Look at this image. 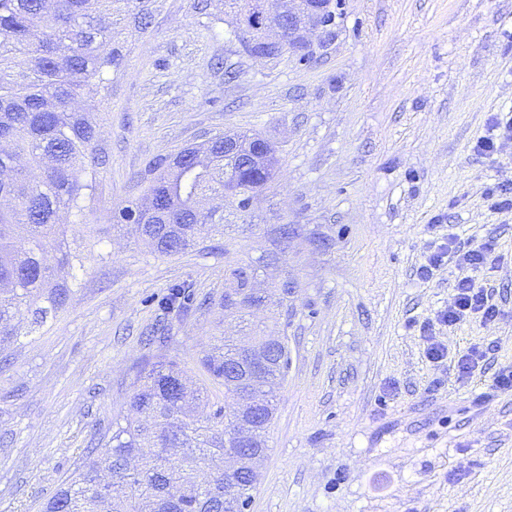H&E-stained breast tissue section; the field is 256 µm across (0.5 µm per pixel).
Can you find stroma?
Here are the masks:
<instances>
[{
  "label": "stroma",
  "mask_w": 512,
  "mask_h": 512,
  "mask_svg": "<svg viewBox=\"0 0 512 512\" xmlns=\"http://www.w3.org/2000/svg\"><path fill=\"white\" fill-rule=\"evenodd\" d=\"M213 11L208 24L190 0H163L148 31L122 34L120 72L79 101L108 164L90 208L67 218L82 227L79 288L0 363V512H40L127 414L169 285L216 298L225 260L268 255L293 284L288 308L273 291L251 319L287 337L288 373L248 512H512V394L477 401L512 367V216L487 197L512 187V142L475 149L512 113V0H336L302 58L251 55L224 0ZM228 131L269 140L279 163L249 211L209 200L224 234L159 257L113 231L147 161ZM275 224L300 231L287 249ZM451 231L468 246L498 240L478 275L498 319L438 322L465 272L450 261L425 280L420 268ZM427 322L447 361L427 358ZM169 334L167 356L223 404L198 360L245 329L202 311ZM475 344L491 352L458 379L452 361Z\"/></svg>",
  "instance_id": "stroma-1"
}]
</instances>
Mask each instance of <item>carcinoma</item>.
<instances>
[{
	"instance_id": "1",
	"label": "carcinoma",
	"mask_w": 512,
	"mask_h": 512,
	"mask_svg": "<svg viewBox=\"0 0 512 512\" xmlns=\"http://www.w3.org/2000/svg\"><path fill=\"white\" fill-rule=\"evenodd\" d=\"M162 0H0V197L14 201L0 209V353L21 335L17 315L31 325L65 309L78 286L83 257L68 239L60 213L83 212L93 201L96 179L106 164L97 152L96 122L74 108L91 82L120 71L127 28L147 31ZM250 34L243 41L257 56L288 49L264 38L270 0H232ZM275 150L264 162L244 166L224 157V136L150 160L138 176L139 200L112 217L113 225L135 234L159 256L182 254L214 226V214L200 203L229 190L241 211L255 190L273 178ZM265 260L224 263V294L207 304L190 286L176 283L158 306L180 318L202 307L242 317L264 306L250 291ZM266 352L259 369L232 340L200 358L209 379L224 387L229 406L211 403L205 388L185 386L175 360H158L135 371L129 407L135 417L112 422L98 438L95 463L62 481L42 512H244L254 487L246 476L218 469L202 482L198 474L226 448L266 454L276 386L288 368V339L254 337Z\"/></svg>"
}]
</instances>
